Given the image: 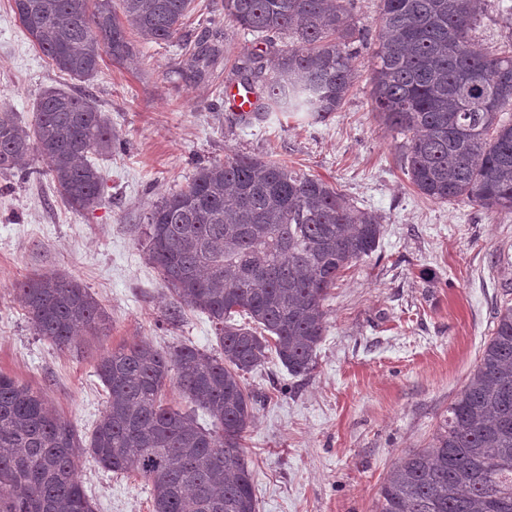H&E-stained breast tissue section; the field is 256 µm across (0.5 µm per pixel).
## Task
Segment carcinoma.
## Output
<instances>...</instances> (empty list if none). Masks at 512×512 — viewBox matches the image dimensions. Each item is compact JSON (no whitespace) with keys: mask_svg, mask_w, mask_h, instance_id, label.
Instances as JSON below:
<instances>
[{"mask_svg":"<svg viewBox=\"0 0 512 512\" xmlns=\"http://www.w3.org/2000/svg\"><path fill=\"white\" fill-rule=\"evenodd\" d=\"M111 2L13 0V9L60 72L89 82L102 52L128 55L126 29L145 42L173 41L193 4L121 0V21ZM380 2L374 110L404 136L412 185L435 202L512 211V52L487 56L471 43L483 0ZM224 18L273 49L270 64L246 56L235 71L239 85L258 90L260 111L323 118L342 109L357 79L346 0H224ZM110 151V123L86 95L43 92L31 125L0 108V174L34 153L76 212L105 192L88 155ZM382 233L379 216L282 163L233 154L199 167L152 206L143 235L172 298L169 315L206 314L216 347L161 349L140 339L106 350L95 367L106 405L84 437L42 393L0 373V512H96L79 477L87 456L148 482L153 512H258L242 446L256 401L244 375L271 358L293 376L311 372L328 290L377 250ZM15 291L35 334L59 347L107 320L73 277L29 275ZM169 382L191 410L164 404ZM378 509L512 512V305L497 309L479 363L428 446L387 474Z\"/></svg>","mask_w":512,"mask_h":512,"instance_id":"carcinoma-1","label":"carcinoma"}]
</instances>
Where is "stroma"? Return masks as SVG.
Here are the masks:
<instances>
[{
	"label": "stroma",
	"instance_id": "1",
	"mask_svg": "<svg viewBox=\"0 0 512 512\" xmlns=\"http://www.w3.org/2000/svg\"><path fill=\"white\" fill-rule=\"evenodd\" d=\"M486 0L472 33L496 54L512 37L503 9ZM359 77L340 111L240 118L224 105L232 70L263 41L225 21L222 0H194L185 41L218 20L217 40L196 67L183 66L185 41L148 43L134 31L124 60L103 55L81 83L33 45L10 0H0V105L33 121L47 89L90 94L109 119L115 144L95 157L102 202L85 212L63 203L37 158L0 175V372L46 394L79 434L105 404L95 373L103 348L139 338L169 348L211 351L205 314L184 309L166 320L169 294L144 256V217L198 166L239 153L286 163L327 181L359 209L381 217L370 258L345 270L326 302L327 327L314 369L292 376L276 361L244 377L257 404L243 438L259 512H376L381 485L404 452L427 446L468 380L512 299V213L464 201L441 204L413 188L399 139L372 110L370 61L380 32L379 0H352ZM78 278L110 315L105 334L59 348L37 336L14 292L34 273ZM80 478L97 512H152L151 490L86 460Z\"/></svg>",
	"mask_w": 512,
	"mask_h": 512
}]
</instances>
